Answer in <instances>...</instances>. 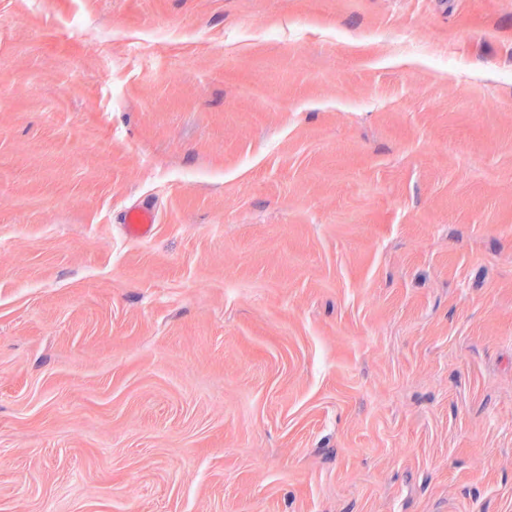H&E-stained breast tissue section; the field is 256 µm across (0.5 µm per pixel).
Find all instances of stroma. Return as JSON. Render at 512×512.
<instances>
[{"instance_id": "1", "label": "stroma", "mask_w": 512, "mask_h": 512, "mask_svg": "<svg viewBox=\"0 0 512 512\" xmlns=\"http://www.w3.org/2000/svg\"><path fill=\"white\" fill-rule=\"evenodd\" d=\"M510 72L512 0H0V512H512ZM128 232L132 236H146L151 232L155 223V215L146 207L135 208L127 212L125 216Z\"/></svg>"}]
</instances>
